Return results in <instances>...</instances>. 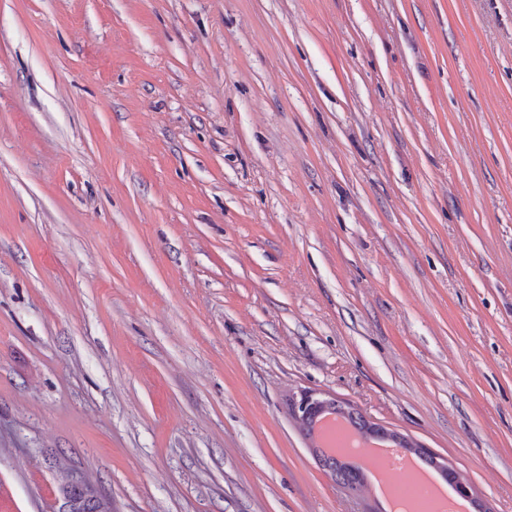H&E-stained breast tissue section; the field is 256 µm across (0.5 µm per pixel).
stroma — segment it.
Here are the masks:
<instances>
[{
    "instance_id": "obj_1",
    "label": "stroma",
    "mask_w": 512,
    "mask_h": 512,
    "mask_svg": "<svg viewBox=\"0 0 512 512\" xmlns=\"http://www.w3.org/2000/svg\"><path fill=\"white\" fill-rule=\"evenodd\" d=\"M305 392L512 512V0H0L14 512H387ZM335 399L318 396L316 393L304 394L299 401L291 407L294 419L301 422L312 414L334 409L337 406ZM320 456L323 460L322 467L328 471L332 477H336V482L350 488L363 485L365 478L359 466L328 455L324 450L321 451ZM69 471L70 470H60L57 474L56 480L60 487H62L65 482ZM70 481L72 484L82 487L89 496L101 498V491L97 485L84 475L70 471ZM77 486H72L69 489V496L74 506L73 512H103L100 501L88 497L85 492ZM69 496L60 489L56 497V503L59 504L56 512H72V504Z\"/></svg>"
}]
</instances>
